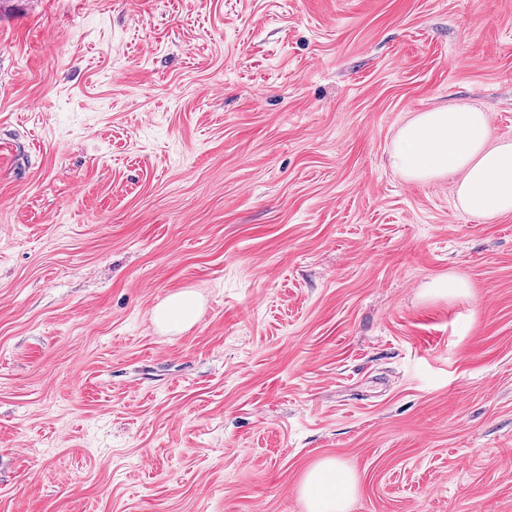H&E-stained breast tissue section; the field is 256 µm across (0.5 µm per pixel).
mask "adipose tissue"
<instances>
[{
  "instance_id": "ef3b65f1",
  "label": "adipose tissue",
  "mask_w": 512,
  "mask_h": 512,
  "mask_svg": "<svg viewBox=\"0 0 512 512\" xmlns=\"http://www.w3.org/2000/svg\"><path fill=\"white\" fill-rule=\"evenodd\" d=\"M486 112L475 106H445L421 112L399 130L390 165L407 180L424 183L457 176L458 206L473 216L493 220L512 213V140L490 144ZM195 295L182 291L154 311L160 326L180 330L198 318ZM350 473L335 460L311 468L300 488L307 512H347L353 495Z\"/></svg>"
}]
</instances>
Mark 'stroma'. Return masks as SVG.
Segmentation results:
<instances>
[{
  "label": "stroma",
  "mask_w": 512,
  "mask_h": 512,
  "mask_svg": "<svg viewBox=\"0 0 512 512\" xmlns=\"http://www.w3.org/2000/svg\"><path fill=\"white\" fill-rule=\"evenodd\" d=\"M448 105L512 139V0H12L0 512H512V214L389 164ZM198 315V301L190 291H182L170 296L154 311L156 323L170 330H180L192 325ZM354 481L334 459H325L311 468L300 488L307 512H347Z\"/></svg>",
  "instance_id": "stroma-1"
}]
</instances>
